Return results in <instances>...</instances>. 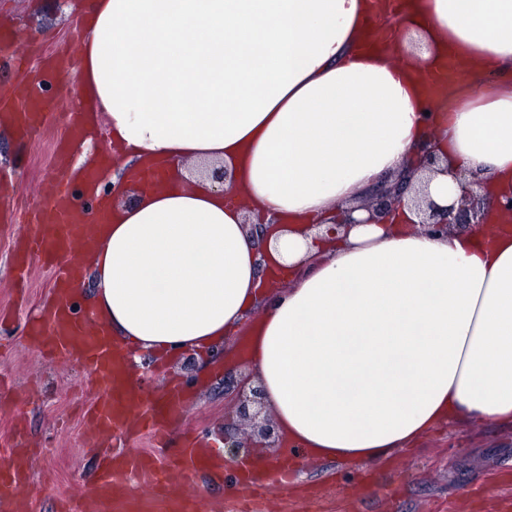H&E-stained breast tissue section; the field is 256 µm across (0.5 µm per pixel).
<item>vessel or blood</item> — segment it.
Wrapping results in <instances>:
<instances>
[{
  "label": "vessel or blood",
  "mask_w": 512,
  "mask_h": 512,
  "mask_svg": "<svg viewBox=\"0 0 512 512\" xmlns=\"http://www.w3.org/2000/svg\"><path fill=\"white\" fill-rule=\"evenodd\" d=\"M16 109L9 117L21 134L36 131L46 122L53 104L34 86L20 90ZM86 210L73 192L56 188L34 216L38 231L17 252L19 267L39 258L54 272L52 301L44 320L33 323L30 334L44 351L80 362L96 396L91 404L89 424L104 435L132 436L145 429L157 446H165L171 415L176 414V396L155 404L137 416L136 405L143 394L130 379L126 357L91 316L77 313L71 289L80 263L76 250L94 234ZM214 457H202L196 448L183 449L175 467H167L151 454L118 449L102 459L95 485L89 495L67 498L60 512H207L209 505L198 492L174 493V474L186 477L215 466ZM28 460L16 451L12 465L0 472V512H24Z\"/></svg>",
  "instance_id": "b4317fda"
}]
</instances>
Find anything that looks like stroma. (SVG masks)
<instances>
[{"instance_id": "stroma-1", "label": "stroma", "mask_w": 512, "mask_h": 512, "mask_svg": "<svg viewBox=\"0 0 512 512\" xmlns=\"http://www.w3.org/2000/svg\"><path fill=\"white\" fill-rule=\"evenodd\" d=\"M81 0H0V35L12 45L38 43L43 54L79 40ZM79 85L66 73L54 77L46 93L55 103L47 123L29 136L0 128V179L11 185L8 214H0V312L14 316L0 326V376L10 379L0 394V469L11 463L14 443L34 448L27 512H55L65 497L88 495L96 463L112 439L89 446L82 408L94 394L79 365L41 353L23 330L24 319L42 313L52 274L33 261L22 288L13 285L11 255L16 237L33 235L30 212L49 193L47 175L56 164L54 142L72 119ZM192 393L173 419L177 435L200 438L217 430L242 441L252 460L269 466L289 457L241 420L234 390L250 389L244 366L230 365L223 352L208 366L180 357L138 372L134 383L151 398L163 399L175 381ZM301 497L272 493L265 512H501L512 503V430L465 425L437 430L414 447L395 452L364 470L330 459H310L295 472Z\"/></svg>"}]
</instances>
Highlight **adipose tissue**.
Wrapping results in <instances>:
<instances>
[{
	"mask_svg": "<svg viewBox=\"0 0 512 512\" xmlns=\"http://www.w3.org/2000/svg\"><path fill=\"white\" fill-rule=\"evenodd\" d=\"M80 37L75 104L119 171L90 308L131 368L243 334L296 466L512 427V216L492 205L512 190V0H90ZM446 54L485 82L429 122ZM426 141L447 171L421 169ZM407 170L441 206L477 179L484 223L433 236L410 204L366 223Z\"/></svg>",
	"mask_w": 512,
	"mask_h": 512,
	"instance_id": "1",
	"label": "adipose tissue"
}]
</instances>
